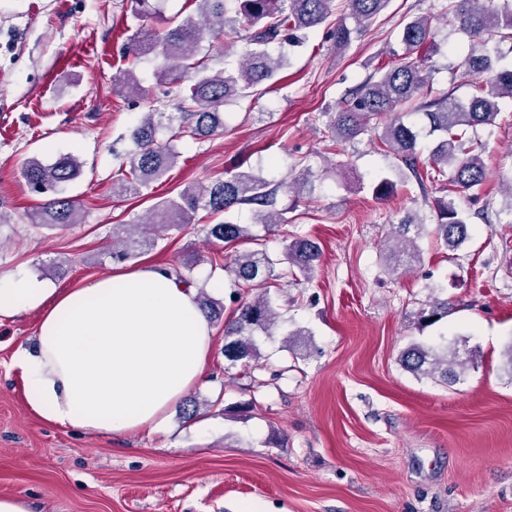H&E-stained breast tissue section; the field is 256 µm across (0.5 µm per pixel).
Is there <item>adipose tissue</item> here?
I'll list each match as a JSON object with an SVG mask.
<instances>
[{
	"label": "adipose tissue",
	"mask_w": 512,
	"mask_h": 512,
	"mask_svg": "<svg viewBox=\"0 0 512 512\" xmlns=\"http://www.w3.org/2000/svg\"><path fill=\"white\" fill-rule=\"evenodd\" d=\"M40 313L12 366L38 416L89 434L158 427L206 379L212 330L196 288L150 263L68 288L0 281V316Z\"/></svg>",
	"instance_id": "adipose-tissue-1"
}]
</instances>
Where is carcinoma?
I'll list each match as a JSON object with an SVG mask.
<instances>
[{
	"mask_svg": "<svg viewBox=\"0 0 512 512\" xmlns=\"http://www.w3.org/2000/svg\"><path fill=\"white\" fill-rule=\"evenodd\" d=\"M196 14L163 29H136L127 39L126 56L131 68L123 71L120 91L142 97L134 67L142 61L158 60L157 76L166 82H188L176 114L160 111L148 101L137 124L130 132L135 150L127 155L126 177L118 182L123 193L140 196L160 181L173 167L179 152L173 140L161 142L160 130L179 122L180 131L190 137H208L224 131L223 107L233 99L253 93H265L284 66V55L274 54L273 43H301L299 33L324 24L333 14L335 0H192ZM354 25L343 21L328 28L336 51L346 50L362 36L368 24L382 13L390 0H346ZM446 18L455 29L466 35L471 47L462 62L464 75L476 79L475 92L467 100L453 93L431 98L432 55L437 51L434 27L429 16H418L404 24L398 33L402 54L390 66H382L359 86L346 93L335 109L328 113V130L336 138L354 139L367 131L370 121L383 123L379 139L407 166L418 180L419 133L404 122V113L420 112L431 132L441 137L429 155V166L446 179L448 192L481 188L488 173L480 157L465 151L463 138L468 131L492 126L501 112V101L512 100V64H501V58L485 48V35L496 33L500 40H512V0H448ZM224 37V55L234 51L241 41L245 49L229 68L209 69L212 55L201 53L203 42ZM81 162L67 154L52 163L33 157L25 161L23 175L31 188L46 195L31 215V222L47 226L80 223L81 205L61 195L62 188L75 180ZM277 189L262 176L249 171L236 172L207 184L185 188L178 197L160 202L144 220L123 225L113 232L112 259L125 260L154 248L166 231L190 223L198 210L210 216L226 215L224 220L209 225L207 237L222 242L253 239L246 224H237L227 214L238 206L253 207L272 226L281 223L276 210ZM443 221L435 225L434 237L441 247L458 250L468 239L467 217L455 200L438 201ZM426 229L419 219H403L390 225L383 245V258L392 272L420 258L417 245ZM319 257L317 246L304 238L293 240L285 248L282 262L285 274L309 280ZM274 265L264 250H245L235 255L227 270L234 283H262L264 272ZM446 300L435 299L415 316L419 326H429L448 316ZM277 323V312L269 291L243 302L235 318L224 324V358L234 365L256 370L262 368L253 332L270 333ZM401 366L420 376H439L446 383L460 379L475 367L474 359L459 358L457 352L436 351L425 343H412L400 355Z\"/></svg>",
	"mask_w": 512,
	"mask_h": 512,
	"instance_id": "obj_1",
	"label": "carcinoma"
}]
</instances>
